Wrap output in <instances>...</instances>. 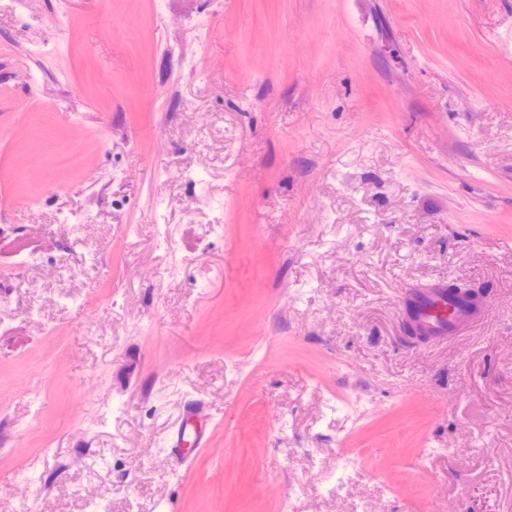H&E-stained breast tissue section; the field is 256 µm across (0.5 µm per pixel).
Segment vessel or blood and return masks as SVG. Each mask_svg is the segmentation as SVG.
<instances>
[{"instance_id":"obj_1","label":"vessel or blood","mask_w":512,"mask_h":512,"mask_svg":"<svg viewBox=\"0 0 512 512\" xmlns=\"http://www.w3.org/2000/svg\"><path fill=\"white\" fill-rule=\"evenodd\" d=\"M401 305L410 333L426 341L444 343L467 329L485 323L488 310L480 296H449L448 286L435 283L427 288H406ZM209 436L197 412L191 411L170 436L168 444L177 463L191 453L207 447Z\"/></svg>"}]
</instances>
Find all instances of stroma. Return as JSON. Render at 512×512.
<instances>
[{"label":"stroma","mask_w":512,"mask_h":512,"mask_svg":"<svg viewBox=\"0 0 512 512\" xmlns=\"http://www.w3.org/2000/svg\"><path fill=\"white\" fill-rule=\"evenodd\" d=\"M97 506L512 512V0H0V512ZM401 305L410 333L425 341L444 343L485 323L488 310L480 296H448V284L404 288ZM168 444L180 465L186 463L193 451L207 447L209 436L198 412H187L185 421L171 434Z\"/></svg>","instance_id":"35a3bbf8"}]
</instances>
